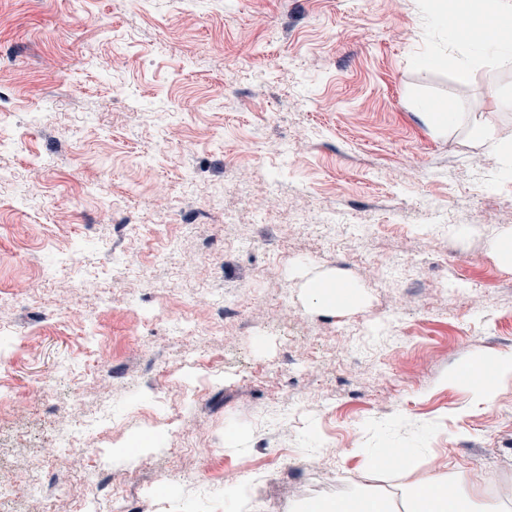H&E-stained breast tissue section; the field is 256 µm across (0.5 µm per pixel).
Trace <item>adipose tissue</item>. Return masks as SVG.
<instances>
[{
  "instance_id": "adipose-tissue-1",
  "label": "adipose tissue",
  "mask_w": 512,
  "mask_h": 512,
  "mask_svg": "<svg viewBox=\"0 0 512 512\" xmlns=\"http://www.w3.org/2000/svg\"><path fill=\"white\" fill-rule=\"evenodd\" d=\"M440 25L450 34L452 49L464 51L466 56L478 57L484 53L511 54L512 42L489 40L477 35L466 37L460 34L456 20L441 17ZM456 489V497H449V489ZM292 512H512L502 502L481 498L473 489L468 470L457 468L428 483L416 487H404L397 500L377 497L368 489H360L351 497L337 500L331 505L301 503L293 506Z\"/></svg>"
}]
</instances>
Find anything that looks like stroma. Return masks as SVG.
<instances>
[{"mask_svg": "<svg viewBox=\"0 0 512 512\" xmlns=\"http://www.w3.org/2000/svg\"><path fill=\"white\" fill-rule=\"evenodd\" d=\"M437 10L0 0V512L116 492L124 512H290L454 468L489 498L486 469L512 483V381L467 382L512 355V172L476 135H512V56L461 67ZM448 100L451 127L428 111ZM450 210L468 223L433 222ZM318 281L358 299L316 305ZM195 315L209 335H180ZM67 421L87 455L57 447ZM325 441L346 451L320 469ZM385 446L418 454L364 471Z\"/></svg>", "mask_w": 512, "mask_h": 512, "instance_id": "obj_1", "label": "stroma"}]
</instances>
